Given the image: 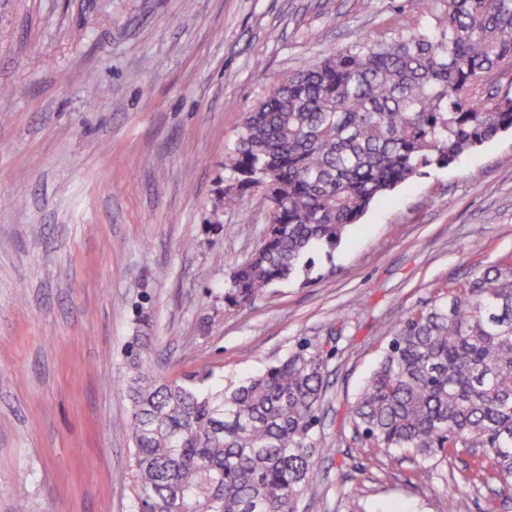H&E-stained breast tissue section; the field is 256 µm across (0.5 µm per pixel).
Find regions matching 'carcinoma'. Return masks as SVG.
<instances>
[{
	"label": "carcinoma",
	"mask_w": 512,
	"mask_h": 512,
	"mask_svg": "<svg viewBox=\"0 0 512 512\" xmlns=\"http://www.w3.org/2000/svg\"><path fill=\"white\" fill-rule=\"evenodd\" d=\"M512 129V0H425L418 23L304 60L248 113L225 161L228 207L262 191L264 236L225 283L245 306L300 259L332 250L370 205ZM346 415L386 460L474 458L466 482L512 495V262L448 283L389 326ZM132 370L136 512H300L325 451L330 351L306 341L231 389Z\"/></svg>",
	"instance_id": "carcinoma-1"
}]
</instances>
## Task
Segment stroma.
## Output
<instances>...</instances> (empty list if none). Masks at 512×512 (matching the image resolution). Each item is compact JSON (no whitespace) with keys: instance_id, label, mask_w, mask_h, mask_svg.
I'll return each mask as SVG.
<instances>
[{"instance_id":"35a3bbf8","label":"stroma","mask_w":512,"mask_h":512,"mask_svg":"<svg viewBox=\"0 0 512 512\" xmlns=\"http://www.w3.org/2000/svg\"><path fill=\"white\" fill-rule=\"evenodd\" d=\"M423 0H0V512H134L126 347L152 372L235 387L305 339L332 349L302 512H512L456 494L463 454L377 465L346 422L385 325L512 256V131L424 168L332 251L252 304L225 283L261 240L228 209L246 112L302 60L421 15ZM94 81L96 93L85 85Z\"/></svg>"}]
</instances>
